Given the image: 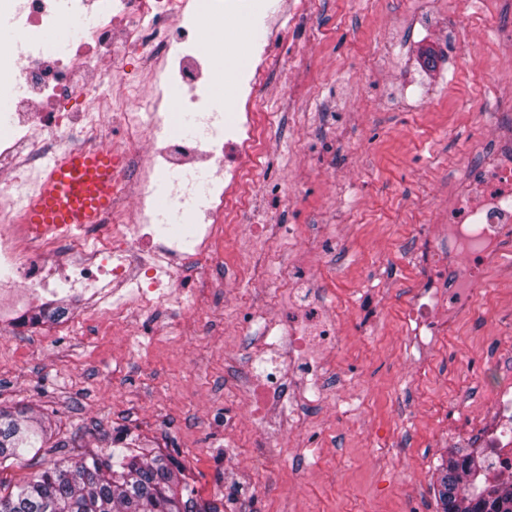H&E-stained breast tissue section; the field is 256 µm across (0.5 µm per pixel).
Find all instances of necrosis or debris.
I'll return each instance as SVG.
<instances>
[{
	"label": "necrosis or debris",
	"instance_id": "necrosis-or-debris-1",
	"mask_svg": "<svg viewBox=\"0 0 512 512\" xmlns=\"http://www.w3.org/2000/svg\"><path fill=\"white\" fill-rule=\"evenodd\" d=\"M98 24L87 30L69 54L56 41L79 27L87 9ZM261 0H0V22L14 24L13 47L0 49V98L19 106L17 118L0 120V299L25 291L28 298L55 295L63 314L59 333L75 329L80 317L67 314L71 296L89 294L96 314L124 325L131 311L151 314L174 299L176 281L212 263L224 230L245 224L272 237L293 236L261 204L257 169L268 168L280 136L257 99L271 95L269 75L277 60L269 47L281 36L268 25L265 38L251 43L233 95L214 98L200 87L212 67L208 32L225 18L261 12ZM137 61L138 81L126 66ZM122 87L132 106L113 115L92 112L88 101H105ZM70 102L56 120L46 119V99ZM198 112L191 136L178 131L173 107ZM117 125L122 144L118 192L101 223L76 236L32 237L20 214L4 208L24 179L26 166L65 148L74 134L101 139L107 124ZM172 176L171 206L191 223L180 240L161 231L166 221L156 206L159 179ZM512 242V149L505 147L470 172L448 207L447 243L433 266L448 277L449 307L470 310L483 293L481 273L495 265ZM288 298L297 315L290 321L263 315V329L288 339L274 360L250 364L249 400L273 415L271 401L287 368L308 383L324 380L318 356L338 347L336 321L328 309H313V288L305 275L288 272Z\"/></svg>",
	"mask_w": 512,
	"mask_h": 512
}]
</instances>
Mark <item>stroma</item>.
Wrapping results in <instances>:
<instances>
[{"mask_svg": "<svg viewBox=\"0 0 512 512\" xmlns=\"http://www.w3.org/2000/svg\"><path fill=\"white\" fill-rule=\"evenodd\" d=\"M307 18L274 47L275 98L261 99L283 138L270 210L298 239L262 242L228 231L224 264L174 306L129 327L97 321L65 336L52 322L0 331V408L41 420L46 444L75 439L102 454L171 453L196 496L233 494L232 512H438L439 469L477 448L494 423L489 365L512 371V249L474 310L447 335L408 340L404 306L436 300L430 266L448 205L474 161L512 141V0H307ZM264 25L229 18L213 43L235 58ZM326 224L342 236L303 248ZM327 274L316 286L343 334L329 357L335 385L291 382L301 427L264 420L246 396L249 354L266 337L241 329L261 264L277 280L281 254ZM241 267L233 288L225 268ZM281 451L257 463L264 433Z\"/></svg>", "mask_w": 512, "mask_h": 512, "instance_id": "35a3bbf8", "label": "stroma"}]
</instances>
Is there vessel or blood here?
<instances>
[{"label":"vessel or blood","instance_id":"vessel-or-blood-1","mask_svg":"<svg viewBox=\"0 0 512 512\" xmlns=\"http://www.w3.org/2000/svg\"><path fill=\"white\" fill-rule=\"evenodd\" d=\"M117 180L110 150L81 147L56 155L21 207L29 233L71 234L99 223Z\"/></svg>","mask_w":512,"mask_h":512}]
</instances>
